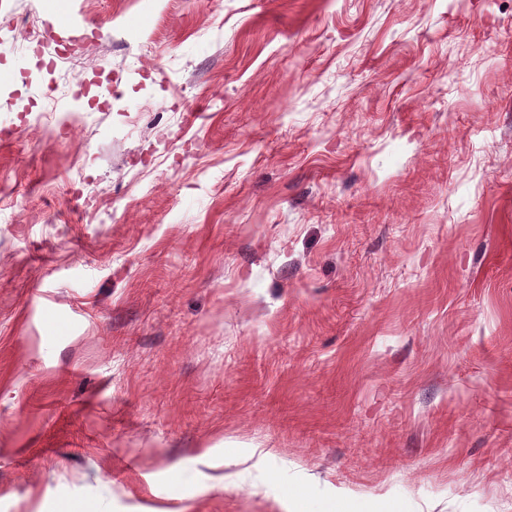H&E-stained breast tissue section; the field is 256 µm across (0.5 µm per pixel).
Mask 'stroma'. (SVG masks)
<instances>
[{
  "mask_svg": "<svg viewBox=\"0 0 512 512\" xmlns=\"http://www.w3.org/2000/svg\"><path fill=\"white\" fill-rule=\"evenodd\" d=\"M62 502L512 512V0H8L0 512Z\"/></svg>",
  "mask_w": 512,
  "mask_h": 512,
  "instance_id": "stroma-1",
  "label": "stroma"
}]
</instances>
